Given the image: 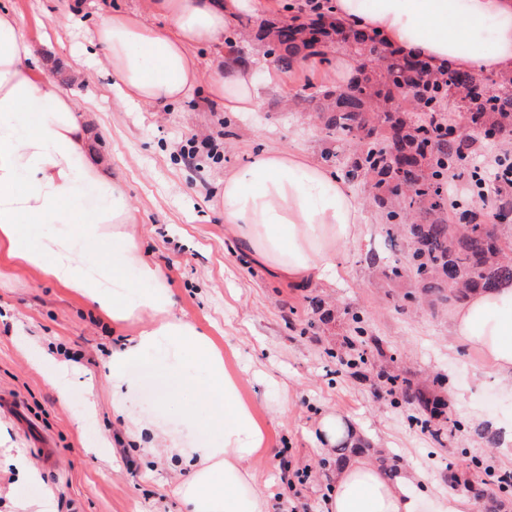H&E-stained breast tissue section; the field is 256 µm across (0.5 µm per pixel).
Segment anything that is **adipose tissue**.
<instances>
[{
  "instance_id": "adipose-tissue-1",
  "label": "adipose tissue",
  "mask_w": 512,
  "mask_h": 512,
  "mask_svg": "<svg viewBox=\"0 0 512 512\" xmlns=\"http://www.w3.org/2000/svg\"><path fill=\"white\" fill-rule=\"evenodd\" d=\"M140 12H113L95 29L94 45L128 102L156 109L189 97L207 78V93L228 112L252 111L259 90L251 66H206L198 46L221 48L240 0H143ZM347 28L379 33L393 48L418 54L432 71L448 63L475 76L512 77V0H335ZM38 61L16 14L0 9V242L91 304L124 322L151 314L136 336L113 347L112 416L147 451L163 448L182 473V512H268L249 470L265 437L240 380L197 325L174 313L160 269L125 227L135 214L106 158L89 152L92 132L80 107L54 79L35 77ZM218 204L239 251L296 287L337 272L358 231L362 204L345 181L297 150L265 148L225 174ZM54 225L44 235L43 225ZM112 245L111 263L98 254ZM133 279L141 289L125 285ZM454 342L478 347L496 380L512 384V283L472 292L451 319ZM150 362L181 441L145 413L133 368ZM193 401H183L186 393ZM416 475L385 472L362 455L345 461L328 500L331 512H471L451 492L415 491Z\"/></svg>"
}]
</instances>
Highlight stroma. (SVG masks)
Listing matches in <instances>:
<instances>
[{"mask_svg":"<svg viewBox=\"0 0 512 512\" xmlns=\"http://www.w3.org/2000/svg\"><path fill=\"white\" fill-rule=\"evenodd\" d=\"M141 0H86L75 22L57 15L55 0H0L19 18L23 33L48 63L41 75L57 80L85 112L90 147L109 156L110 173L124 182L137 222L132 230L163 273L175 312L195 323L241 379V395L255 407L269 455L258 456L271 512H326L346 445L318 447L324 415L341 414L361 448L377 449V464L420 476V489L454 491L473 501L472 512H512V449L501 448L490 423L512 424V393L501 391L482 354L452 343L456 302L439 303L412 279L389 278V264L405 263V238L389 239L379 207L362 184L363 225L349 243L335 279L295 288L267 277L239 254L224 230L214 199L224 174L242 166L249 151L267 146L299 149L337 169L335 141L307 106L288 101L308 86L347 87L335 56L309 59L283 72L258 55L254 34L265 20L289 22L304 0H242L229 30L246 55L258 56L255 111L226 112L206 89L156 111L125 104L111 77L90 64L89 82L70 77L73 49L93 53L91 39L104 11L132 12ZM139 319L113 323L72 289L10 255L0 244V512H22L23 500H44L42 512H179L178 474L157 457L119 438L112 419L108 361L112 348L135 336ZM362 333L364 362L346 367V341ZM65 365L61 394L51 371ZM447 402L453 427L435 434L392 383ZM95 393V430H78L74 415L85 391ZM23 451L40 482L23 485L6 460ZM304 479L287 486L281 465Z\"/></svg>","mask_w":512,"mask_h":512,"instance_id":"1","label":"stroma"}]
</instances>
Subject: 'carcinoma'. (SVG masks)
<instances>
[{
  "instance_id": "obj_1",
  "label": "carcinoma",
  "mask_w": 512,
  "mask_h": 512,
  "mask_svg": "<svg viewBox=\"0 0 512 512\" xmlns=\"http://www.w3.org/2000/svg\"><path fill=\"white\" fill-rule=\"evenodd\" d=\"M258 38L267 42V54L275 66L290 70L311 56L326 59V50L335 41L354 48L362 77L351 92L335 94L317 88L308 99L320 102L326 113L327 136L340 145L364 140L348 161L345 175L352 181L371 180L377 190L375 200L383 209L387 234L408 226L411 261L404 269L392 268L399 278L410 274L421 282L424 293L446 303L473 290L490 292L504 281L512 282V241H504L478 222L468 205L455 203V215L448 219V203L441 185L449 182L468 161L461 136L440 137L430 152L421 150L418 133L436 124L424 119L442 117L456 96L477 80L472 74L448 66L433 74L418 55H405L391 47L375 32L346 31L325 17L288 25H267ZM486 94L465 98L462 118L472 131L494 142L512 135V78H488ZM411 96L410 107L390 111L402 88ZM406 169L413 180L407 191H399L392 181ZM403 395L425 412H433V402L419 390L403 389Z\"/></svg>"
}]
</instances>
